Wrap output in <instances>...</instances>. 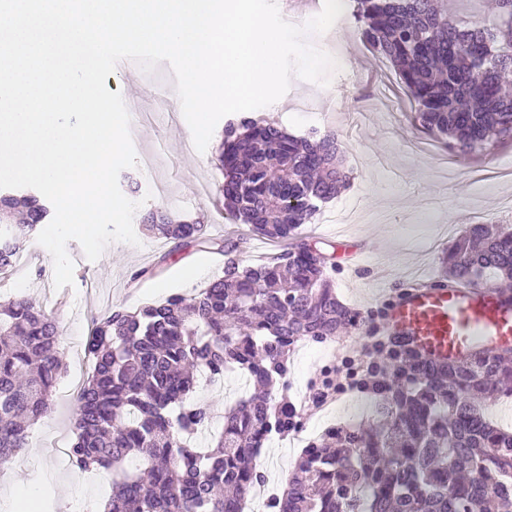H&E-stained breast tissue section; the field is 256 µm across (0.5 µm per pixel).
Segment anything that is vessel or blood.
<instances>
[{
  "instance_id": "obj_1",
  "label": "vessel or blood",
  "mask_w": 512,
  "mask_h": 512,
  "mask_svg": "<svg viewBox=\"0 0 512 512\" xmlns=\"http://www.w3.org/2000/svg\"><path fill=\"white\" fill-rule=\"evenodd\" d=\"M388 335L428 361L512 348V289L410 283L383 312Z\"/></svg>"
}]
</instances>
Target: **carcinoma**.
I'll list each match as a JSON object with an SVG mask.
<instances>
[{
	"instance_id": "cac0c4a2",
	"label": "carcinoma",
	"mask_w": 512,
	"mask_h": 512,
	"mask_svg": "<svg viewBox=\"0 0 512 512\" xmlns=\"http://www.w3.org/2000/svg\"><path fill=\"white\" fill-rule=\"evenodd\" d=\"M497 22L468 26L444 0H354L361 42L388 61L415 102V125L460 160L512 142V0ZM224 211L283 249L246 265L218 244L223 275L197 295H172L93 321L91 376L78 393L71 464L112 472L103 512H243L261 482L253 460L272 434L302 422L286 395L288 353L360 322L336 295L326 258L301 229L350 182L335 132L287 133L243 117L224 127ZM28 193L0 194V271L13 266L48 216ZM144 226L180 251L211 244L203 226L159 209ZM448 281L512 282V230L473 224L448 249ZM58 326L32 299L0 302V464L28 446L51 409L63 364ZM401 376L378 396L376 421L325 431L302 450L278 512H512V430L488 402L512 397V353L446 363L396 361ZM238 370L253 392L224 410L205 450L184 436L213 414L190 399L205 375Z\"/></svg>"
}]
</instances>
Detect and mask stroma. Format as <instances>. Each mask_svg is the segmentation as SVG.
<instances>
[{
	"instance_id": "stroma-1",
	"label": "stroma",
	"mask_w": 512,
	"mask_h": 512,
	"mask_svg": "<svg viewBox=\"0 0 512 512\" xmlns=\"http://www.w3.org/2000/svg\"><path fill=\"white\" fill-rule=\"evenodd\" d=\"M305 41L338 61L330 85L292 77L280 100L252 115L295 135L315 128L333 129L340 136L351 182L322 204L302 229L307 243L328 257L337 297L365 314L396 299L415 278L445 283L443 255L468 225L512 228V206L507 203L512 183L504 181L512 171V145L492 147L468 163H457L441 141L413 126L411 104L398 76L360 41L353 17L323 34L306 35ZM117 71L120 79L112 91L140 111V123L131 135L137 165L119 176L123 194L139 204L133 219L139 243L107 246L92 262L78 242H69L74 283L58 290L51 255L32 239L8 276L0 277V302L25 295L56 320L65 367L53 391L50 414L31 428L28 448L0 469V504L47 494L55 512H91L111 494L110 474L78 469L66 452L75 436L77 393L92 371L85 340L93 319L116 305L136 309L173 294L194 295L224 270V257L215 250L176 252L170 243L149 234L142 223L149 210L201 221L209 237L238 242L239 256L248 264L264 262L279 249L254 236L248 225L226 217L216 144L197 152L182 113L158 112L156 91L176 89L169 64L147 72L127 60ZM348 246L364 253L358 267L344 263ZM194 263L199 266L196 277L183 279V267ZM141 268L154 269V276L130 287L131 274ZM346 346L343 335L323 343H299L289 361L290 399H302L308 380L336 363ZM248 393L244 377L229 372L218 383L201 381L193 400L220 414L226 404ZM374 415V397L347 395L304 419L300 439L265 444L256 464L266 481L247 496L245 512H271V488L283 486L310 439L330 426L368 423Z\"/></svg>"
}]
</instances>
